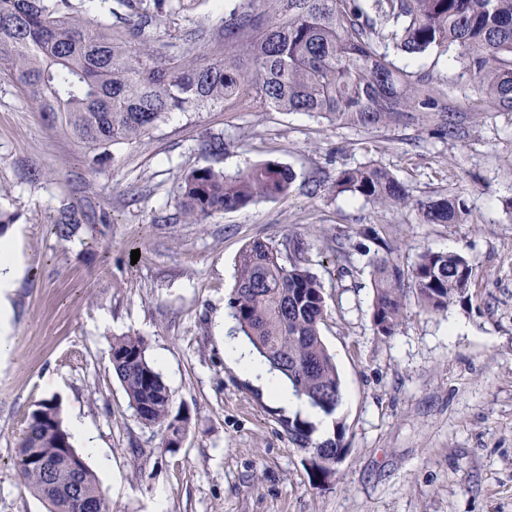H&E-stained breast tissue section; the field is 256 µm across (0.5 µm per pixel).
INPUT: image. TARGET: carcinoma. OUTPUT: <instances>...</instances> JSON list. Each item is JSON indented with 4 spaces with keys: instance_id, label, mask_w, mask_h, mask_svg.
<instances>
[{
    "instance_id": "carcinoma-1",
    "label": "carcinoma",
    "mask_w": 512,
    "mask_h": 512,
    "mask_svg": "<svg viewBox=\"0 0 512 512\" xmlns=\"http://www.w3.org/2000/svg\"><path fill=\"white\" fill-rule=\"evenodd\" d=\"M184 0H115L112 23L83 11V0H0V68L52 127L71 135L99 164L116 144L132 145L173 112H199L253 94L278 112H307L339 125L369 130L381 125L434 124L442 138L457 137L465 113L448 105L432 78L396 64L391 54L419 57L454 45L480 92L477 110L512 112V0H238L222 27L198 25L184 34L205 44L214 62L201 67L189 55L158 56L130 41L179 10ZM249 60L241 63V57ZM294 171L277 162L233 176L211 167L190 171L179 185L180 206L194 221L288 193ZM336 193L374 206L417 211L425 224H456L464 199L438 193L416 199L390 171L369 162L341 170ZM84 212L67 204L49 230L69 240L83 228ZM368 261L371 319L382 339L393 336L409 301L428 313L465 299L474 264L459 253L424 250L408 267L379 236ZM297 235L277 243L253 240L236 259L227 307L236 329L288 382L294 396L331 416L342 403V380L321 336L324 289L308 268ZM113 374L136 419L165 430L173 450L185 434L172 416L170 390L137 335L113 338ZM319 483L336 477L346 456L343 425L319 441L300 417L284 420ZM78 457L59 406L41 401L30 412L13 468L49 512H74L66 493L73 483L85 497L103 496L99 477Z\"/></svg>"
}]
</instances>
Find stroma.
Instances as JSON below:
<instances>
[{"mask_svg":"<svg viewBox=\"0 0 512 512\" xmlns=\"http://www.w3.org/2000/svg\"><path fill=\"white\" fill-rule=\"evenodd\" d=\"M224 7L187 0L144 40L209 64L207 49L188 47L182 34L218 26ZM409 66L431 73L450 105L479 97L455 48ZM214 137L223 154L206 152ZM113 153L89 166L84 149L0 72V213L21 232L24 267L12 348L0 359V512H48L12 466L43 400L95 432L86 461L109 512H161V500L162 512H512V112L465 118L460 138L440 139L428 126L357 130L231 100L173 113ZM268 160L295 171L288 195L196 223L183 217L178 186L189 171L234 174ZM368 162L415 197L457 192L463 222L423 224L409 209L336 193L337 171ZM69 202L82 206L97 244L48 232ZM288 230L323 286L322 337L344 387L336 417L349 452L320 486L281 424L287 410L224 353L240 250ZM375 233L405 265L427 247L474 260L467 298L436 314L410 307L394 336H376L365 256ZM124 334L144 338L170 390L186 427L176 450H166L163 429L137 421L112 372V339Z\"/></svg>","mask_w":512,"mask_h":512,"instance_id":"obj_1","label":"stroma"}]
</instances>
